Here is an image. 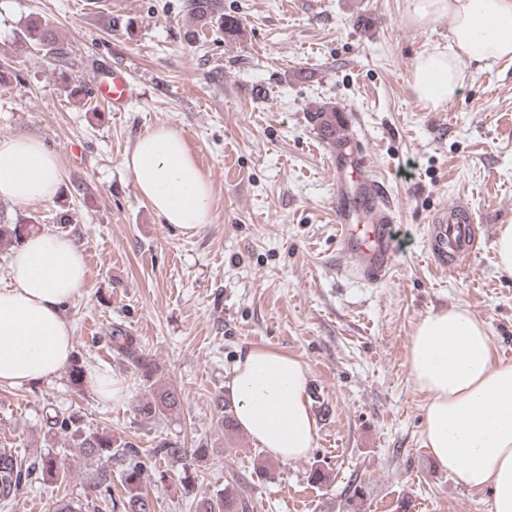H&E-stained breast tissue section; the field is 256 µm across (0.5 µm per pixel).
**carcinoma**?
Masks as SVG:
<instances>
[{
  "label": "carcinoma",
  "instance_id": "cac0c4a2",
  "mask_svg": "<svg viewBox=\"0 0 512 512\" xmlns=\"http://www.w3.org/2000/svg\"><path fill=\"white\" fill-rule=\"evenodd\" d=\"M184 8L195 22V29L187 33V41L197 43L198 31L214 28L228 38L242 33V21L235 15L224 12V0H185ZM18 41L25 51L44 52L55 62L61 73L75 65L53 27L36 18L28 22ZM311 119L318 130L336 129V107L324 103L312 109ZM29 222H3L0 218V246L19 245L32 227ZM113 346L138 370L146 387L144 396L138 399L137 412L150 420L164 412H171L181 405L176 388L157 385L154 381L156 366L153 360L138 353L133 339L120 329L112 331ZM217 422L229 424L234 420L232 405L224 397L215 400ZM47 432L70 438L72 447L89 459L101 464L95 470L85 493V501L61 499L55 512H154L152 500L143 491L145 476L160 460L182 462L183 475L177 478L184 484L187 477L207 463L209 449L203 445L186 448L178 442L162 441L147 451L133 443L99 433L85 427L81 416L75 412L54 408L45 412ZM42 479L62 482L67 479L65 464L54 452L43 453L34 458L18 454L10 448H0V506L5 507L24 494L28 485ZM120 483L123 493L112 494L114 483ZM259 506L257 485L236 472L224 477V489L197 500L196 512H256Z\"/></svg>",
  "mask_w": 512,
  "mask_h": 512
}]
</instances>
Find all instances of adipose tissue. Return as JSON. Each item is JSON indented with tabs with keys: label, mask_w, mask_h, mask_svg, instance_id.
<instances>
[{
	"label": "adipose tissue",
	"mask_w": 512,
	"mask_h": 512,
	"mask_svg": "<svg viewBox=\"0 0 512 512\" xmlns=\"http://www.w3.org/2000/svg\"><path fill=\"white\" fill-rule=\"evenodd\" d=\"M407 14L424 26L451 20L448 44L420 53L411 86L424 104L440 107L462 89L460 60H512V0H409ZM123 165L164 224L191 236L212 221V186L182 132L160 124L140 135ZM61 181L58 159L28 135L0 141V197L19 206L52 198ZM85 257L69 237L27 236L11 258L0 289V386L54 375L72 359L73 325L62 304L84 288ZM411 376L426 392L425 445L441 469L473 489H490L492 512H512V362L495 359L484 322L464 307L424 318L408 354ZM299 358L250 348L238 360L229 399L239 427L272 457L306 456L316 421Z\"/></svg>",
	"instance_id": "ef3b65f1"
}]
</instances>
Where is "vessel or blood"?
Here are the masks:
<instances>
[{"mask_svg": "<svg viewBox=\"0 0 512 512\" xmlns=\"http://www.w3.org/2000/svg\"><path fill=\"white\" fill-rule=\"evenodd\" d=\"M92 93L111 111H122L131 100L133 86L123 69L112 67L97 74ZM337 165H351L353 191H339L336 222L341 229V250L367 278H384L392 265L394 231L392 209L380 183L374 178L370 160L358 146L337 144ZM479 243L476 218L468 203L440 210L432 220L429 252L435 264L456 270Z\"/></svg>", "mask_w": 512, "mask_h": 512, "instance_id": "1", "label": "vessel or blood"}]
</instances>
